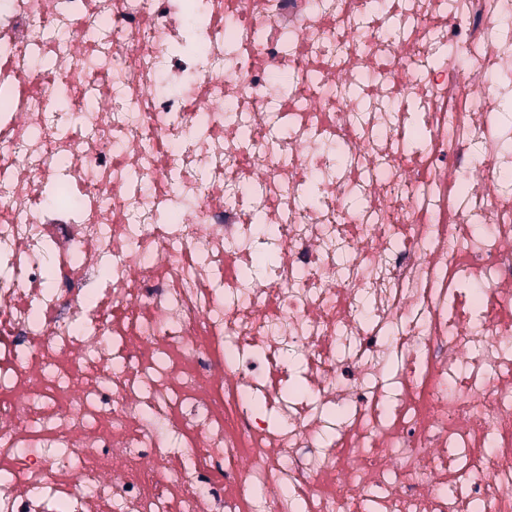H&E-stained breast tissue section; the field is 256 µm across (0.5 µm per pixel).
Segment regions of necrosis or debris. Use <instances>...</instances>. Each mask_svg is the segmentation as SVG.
Here are the masks:
<instances>
[{
	"label": "necrosis or debris",
	"mask_w": 512,
	"mask_h": 512,
	"mask_svg": "<svg viewBox=\"0 0 512 512\" xmlns=\"http://www.w3.org/2000/svg\"><path fill=\"white\" fill-rule=\"evenodd\" d=\"M509 97L512 0H0V512H512Z\"/></svg>",
	"instance_id": "4bbe7bcc"
}]
</instances>
